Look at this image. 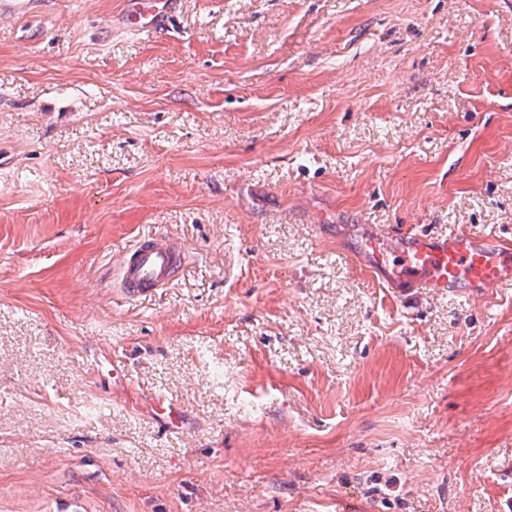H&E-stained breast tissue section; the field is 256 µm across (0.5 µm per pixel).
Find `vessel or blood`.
Segmentation results:
<instances>
[{
    "label": "vessel or blood",
    "instance_id": "1",
    "mask_svg": "<svg viewBox=\"0 0 512 512\" xmlns=\"http://www.w3.org/2000/svg\"><path fill=\"white\" fill-rule=\"evenodd\" d=\"M179 0H125L113 26L138 34L167 30ZM358 254L370 275L397 293L419 289L471 296L475 289L512 283V241L460 233L452 237L392 227L372 229ZM184 251L168 234L139 239L123 257L120 290L135 300L165 288L178 273Z\"/></svg>",
    "mask_w": 512,
    "mask_h": 512
}]
</instances>
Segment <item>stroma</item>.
<instances>
[{
	"instance_id": "1",
	"label": "stroma",
	"mask_w": 512,
	"mask_h": 512,
	"mask_svg": "<svg viewBox=\"0 0 512 512\" xmlns=\"http://www.w3.org/2000/svg\"><path fill=\"white\" fill-rule=\"evenodd\" d=\"M122 2L0 9V512H512V285L352 255L512 237V0ZM178 4L179 0H126L124 10L112 17V26L138 34L161 33L167 30ZM357 253L365 271L398 294L429 289L471 297L475 288L512 283V242L507 239L377 226ZM183 257L181 243L171 235L156 233L139 239L119 267L121 296L135 300L165 288L178 273Z\"/></svg>"
}]
</instances>
